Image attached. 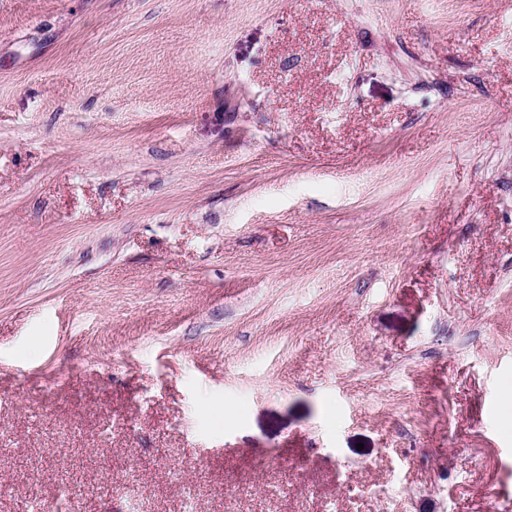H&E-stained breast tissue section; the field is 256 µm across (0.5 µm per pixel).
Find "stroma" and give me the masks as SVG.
<instances>
[{
	"instance_id": "stroma-1",
	"label": "stroma",
	"mask_w": 512,
	"mask_h": 512,
	"mask_svg": "<svg viewBox=\"0 0 512 512\" xmlns=\"http://www.w3.org/2000/svg\"><path fill=\"white\" fill-rule=\"evenodd\" d=\"M58 503L512 512V0H0V512Z\"/></svg>"
}]
</instances>
